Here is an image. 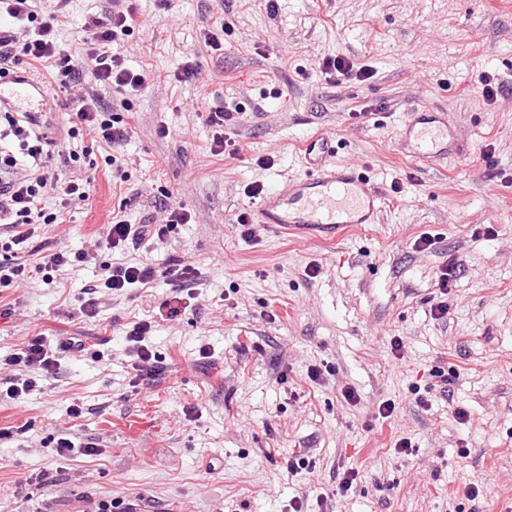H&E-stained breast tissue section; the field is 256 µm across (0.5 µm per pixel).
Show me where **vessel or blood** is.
<instances>
[{"label":"vessel or blood","mask_w":512,"mask_h":512,"mask_svg":"<svg viewBox=\"0 0 512 512\" xmlns=\"http://www.w3.org/2000/svg\"><path fill=\"white\" fill-rule=\"evenodd\" d=\"M44 100L36 81L0 78L1 107L31 112L42 107ZM399 145L421 170L447 164L464 151L447 113L434 105L408 114ZM330 153L329 137L307 139L303 148L304 176L292 181L287 190L268 191L255 209V223L318 243L336 239L352 226L376 223L380 210L377 186L362 166L332 162Z\"/></svg>","instance_id":"vessel-or-blood-1"}]
</instances>
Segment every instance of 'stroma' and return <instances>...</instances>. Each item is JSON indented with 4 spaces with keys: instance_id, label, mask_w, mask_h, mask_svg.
I'll return each mask as SVG.
<instances>
[{
    "instance_id": "35a3bbf8",
    "label": "stroma",
    "mask_w": 512,
    "mask_h": 512,
    "mask_svg": "<svg viewBox=\"0 0 512 512\" xmlns=\"http://www.w3.org/2000/svg\"><path fill=\"white\" fill-rule=\"evenodd\" d=\"M107 4L69 0L56 34L75 57L86 16ZM128 6L132 32L110 51L152 83L127 92L84 80L132 129L123 160L81 159L73 172L89 200L27 243L91 258L50 285L0 286L1 377L32 336L87 337L84 351L62 354L56 379L0 404V512H87L110 498L140 512H289L297 498L310 512L320 498L327 512H512V0ZM334 55L370 78L325 74ZM188 61L196 79L177 81ZM487 80L500 87L489 99ZM202 103L241 112L236 155H211ZM425 104L447 112L469 156L423 172L398 152L408 110ZM317 133L332 138L333 160L364 165L381 188L377 223L326 244L260 225L246 237L227 223L255 210L249 187L300 177L299 144ZM163 203L182 204L190 223L137 249H95L102 224L146 223ZM423 236L434 241L426 251L415 246ZM175 260L197 268L194 285L160 275L120 294L99 286L103 266L162 272ZM449 265L443 294L436 276ZM441 300L448 315L436 320ZM141 320L164 371L136 386L125 330ZM76 402L83 414L68 418ZM130 416L138 435L122 428ZM65 434L77 447L63 456ZM402 438L411 447L400 454ZM300 454L312 467L289 470ZM351 467L357 482L341 491ZM471 484L483 497L469 500Z\"/></svg>"
}]
</instances>
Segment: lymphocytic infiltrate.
<instances>
[{"label": "lymphocytic infiltrate", "instance_id": "f902f5d3", "mask_svg": "<svg viewBox=\"0 0 512 512\" xmlns=\"http://www.w3.org/2000/svg\"><path fill=\"white\" fill-rule=\"evenodd\" d=\"M34 0H0V77L21 72L24 67L41 65L51 69L66 104L74 112L77 123L66 131L68 138L85 135L92 144L107 146L106 165L118 161L113 150L126 142L131 132L115 125L112 115L99 98L84 90L85 74L95 81L118 89L134 91L147 88L151 77L146 71L126 68L117 56L109 55L108 46L128 35L132 16L122 0H114L110 9L88 15L81 27V39L88 50L83 59H75L57 40L54 25L38 21ZM13 139L16 149L0 145V225L10 231V245H23L35 233L36 225L60 224L72 204L86 201L90 185L68 176L67 165L77 160L75 151L62 153V170H46L43 161L51 157L52 139H49L41 120L33 113L0 112V142ZM58 199L56 211H47L44 199L48 193ZM161 224H128L116 221L102 225L95 239L97 249L112 250L127 246L139 247L144 241L164 238L170 227L190 220L188 211L180 205L166 209ZM86 254L69 255L57 250L44 255L42 260L30 263L15 251L7 261L0 263V285L22 287L31 280H51L53 272L70 265L72 261H86ZM156 269L147 263L106 266L101 285L119 292L128 288L144 287L154 281ZM150 326L144 322L133 324L126 339L133 346L135 360L132 368L136 383L154 382L162 373L155 354L145 343ZM8 365L20 367V374L7 377L0 397L20 402L29 395L38 380L53 379L59 366L58 352L46 345L43 337L32 338L7 360Z\"/></svg>", "mask_w": 512, "mask_h": 512}]
</instances>
